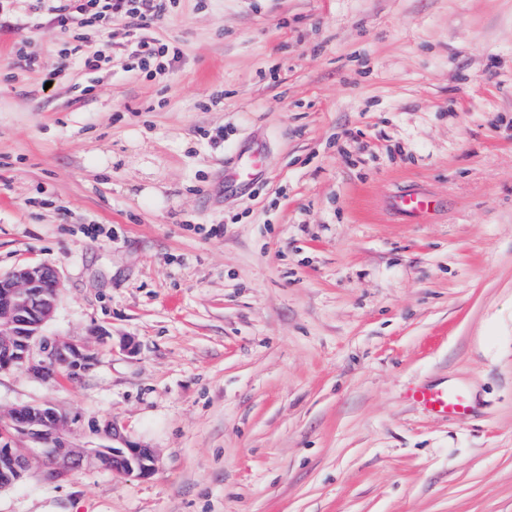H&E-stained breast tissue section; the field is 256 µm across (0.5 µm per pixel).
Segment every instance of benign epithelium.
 <instances>
[{"label":"benign epithelium","instance_id":"benign-epithelium-1","mask_svg":"<svg viewBox=\"0 0 512 512\" xmlns=\"http://www.w3.org/2000/svg\"><path fill=\"white\" fill-rule=\"evenodd\" d=\"M60 280L56 269L26 265L0 274V372L24 370L44 382L60 375L77 378L97 361L83 343H59L42 334L53 315ZM11 435L37 445L50 462V476L96 468L147 477L154 471L153 450L121 447L72 448L68 445L69 415L52 403L22 405L9 414ZM29 456L0 445V489L15 485L28 467Z\"/></svg>","mask_w":512,"mask_h":512}]
</instances>
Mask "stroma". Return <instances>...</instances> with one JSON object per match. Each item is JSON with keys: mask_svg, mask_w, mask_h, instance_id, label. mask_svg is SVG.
Returning a JSON list of instances; mask_svg holds the SVG:
<instances>
[{"mask_svg": "<svg viewBox=\"0 0 512 512\" xmlns=\"http://www.w3.org/2000/svg\"><path fill=\"white\" fill-rule=\"evenodd\" d=\"M152 32L181 58L149 79L122 19L88 70L35 0L0 15V272L56 268L43 332L98 355L0 372V421L51 402L156 457L33 466L0 512H512V0H177ZM260 154L254 152L246 157L238 159L231 171L227 174V178L234 184H247L260 171ZM411 401L439 416L464 415L471 410V399L464 391L448 387L418 385L409 392Z\"/></svg>", "mask_w": 512, "mask_h": 512, "instance_id": "1", "label": "stroma"}]
</instances>
